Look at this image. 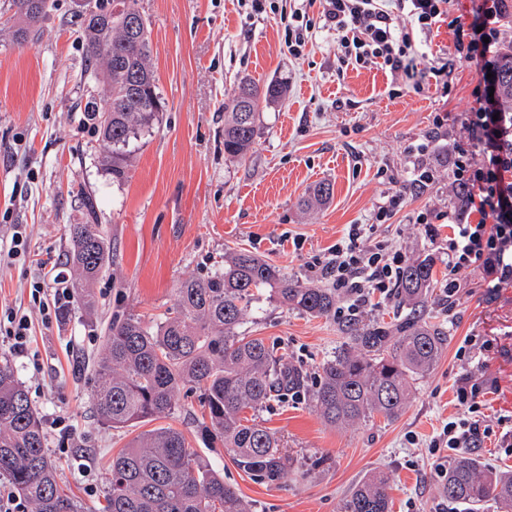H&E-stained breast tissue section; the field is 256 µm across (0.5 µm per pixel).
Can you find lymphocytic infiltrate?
<instances>
[{"label":"lymphocytic infiltrate","instance_id":"lymphocytic-infiltrate-1","mask_svg":"<svg viewBox=\"0 0 512 512\" xmlns=\"http://www.w3.org/2000/svg\"><path fill=\"white\" fill-rule=\"evenodd\" d=\"M250 12L279 15L285 25L284 44L290 55L301 56L313 36L305 0H249ZM471 22L465 57L479 69V93L466 113L458 138L449 141L448 178L453 197L448 203V279L445 290L457 295L460 271L479 269L487 288L512 286V114L489 97L492 82L486 74L504 43L503 0H470ZM452 0H321L325 27L337 35L339 67L376 68L393 84L420 90V79L431 74L442 94L452 90L447 63L425 67L422 34L445 22ZM435 181V171L415 167L407 183L387 202L376 206L370 223L350 225L345 238L332 247L314 276L331 279L333 287L351 295L355 304L371 295H389L402 263L399 250L371 242L373 224L390 220L408 199L423 195ZM477 222H470L471 213ZM482 388L463 377L457 401L463 416L449 418L431 440L432 448L459 453L480 447L484 429Z\"/></svg>","mask_w":512,"mask_h":512}]
</instances>
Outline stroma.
<instances>
[{
	"label": "stroma",
	"instance_id": "obj_1",
	"mask_svg": "<svg viewBox=\"0 0 512 512\" xmlns=\"http://www.w3.org/2000/svg\"><path fill=\"white\" fill-rule=\"evenodd\" d=\"M86 2L48 0L46 16L22 46L0 30V251L9 250L18 229L30 251L27 260L0 262V304L26 313L34 336L30 355L21 358L0 334V360L14 366L37 409L61 481L94 512L113 454L144 430L108 427L95 412L94 367L112 320L164 319L182 280L210 276L241 249L309 281L308 264L324 261L347 225L368 223L375 206L406 180L413 168L406 149L432 134L437 112H447L449 133L459 132L479 76L455 51L471 21L466 0L425 37L429 60L445 53L457 62L444 103L432 88L390 95V80L377 69L338 70L335 31L318 29L296 58L284 45L279 15L250 16L242 0H138L166 107L152 129L131 140L129 177L117 183L100 165L109 146L82 112L87 100L105 97L102 84L83 75L76 17ZM245 79L281 82L287 91L263 108L253 149L239 161L224 155V104ZM426 162L437 169V181L374 235L405 259H433L436 283L425 317L448 336L432 372L412 381L397 419L338 428L322 420L307 391L270 399L256 419L291 459L287 482L277 485L239 471L223 441L202 430L199 388H182L171 414L153 422L179 429L252 512H340L345 495L373 470L390 478V512H467L443 496V475L428 447L448 416L458 414L457 382L467 372L483 386L481 411L492 429L474 454L512 472V447L500 442L501 420L512 416V287L487 291L480 271L469 269L461 274L464 289L447 299L449 228L441 215L448 209V155L439 146ZM322 181L332 184V199L308 205L309 189ZM88 194L97 200L113 261L94 285L95 308L70 296L47 327L29 284L38 261L66 266V227L83 221ZM423 210L427 223H416ZM349 305L338 296L337 317L326 319L265 301L241 331L264 338L312 383L345 343L346 319L388 323L400 314L391 297H371L356 311ZM469 335L487 348L466 365L455 352Z\"/></svg>",
	"mask_w": 512,
	"mask_h": 512
}]
</instances>
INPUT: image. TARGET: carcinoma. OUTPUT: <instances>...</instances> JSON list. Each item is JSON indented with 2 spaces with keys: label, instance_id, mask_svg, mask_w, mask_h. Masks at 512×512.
<instances>
[{
  "label": "carcinoma",
  "instance_id": "obj_1",
  "mask_svg": "<svg viewBox=\"0 0 512 512\" xmlns=\"http://www.w3.org/2000/svg\"><path fill=\"white\" fill-rule=\"evenodd\" d=\"M47 10V0H10L0 24L13 29L14 42H28ZM140 19L134 30L126 19ZM79 33L86 59L84 74L103 84L102 104L86 102L85 118L112 150L101 157L112 181L129 174L125 151L132 135L151 128L163 111L152 67L150 31L137 0H96L80 14ZM495 77L502 105L512 113V49L497 59ZM285 94L278 82L264 87L243 81L224 116V155L246 158L255 143L260 109ZM87 219L68 228L72 290L83 305L95 307L92 285L105 271L110 241L94 223L92 195L85 196ZM436 281L434 262L414 258L402 268L396 301L409 312L387 325L351 319L347 342L320 367L310 400L324 422L353 426L380 416L399 417L410 381L427 375L445 345L442 328L423 318ZM312 317L336 316V289L306 285L245 251L224 259V269L204 279L186 278L177 288L175 308L153 325L127 315L112 320L104 355L95 367L94 401L99 420L112 428L151 422L170 414L180 388L202 390L206 432L224 440L233 463L253 480L283 483L288 457L280 439L255 418L272 395L303 385V377L273 356L264 339L239 332L260 299ZM31 512H87L64 487L47 455L45 436L28 393L13 366L0 361V481ZM388 477L365 476L343 502L341 512H390ZM448 500L480 512L488 502L512 510V472L462 456L443 482ZM98 512H250L237 490L224 483L173 427L145 431L112 457L111 478Z\"/></svg>",
  "mask_w": 512,
  "mask_h": 512
}]
</instances>
